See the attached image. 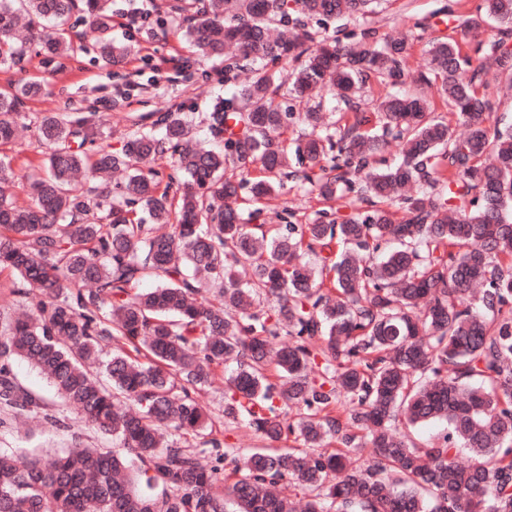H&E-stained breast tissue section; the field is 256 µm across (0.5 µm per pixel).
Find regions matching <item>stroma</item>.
Wrapping results in <instances>:
<instances>
[{
    "mask_svg": "<svg viewBox=\"0 0 512 512\" xmlns=\"http://www.w3.org/2000/svg\"><path fill=\"white\" fill-rule=\"evenodd\" d=\"M179 0H112L117 14L139 10L144 21L134 25L114 26L115 42L129 46L131 54L117 68L101 66L92 53L81 54L77 62L64 69L45 65L34 57L23 80L42 82L47 93L27 100L23 120L27 125L10 154L15 166L38 165L45 150L36 137L35 125L47 112H82L97 114V127L113 148L119 149L135 130L141 114L174 111L185 113L196 139L206 137L201 122L204 113L213 111L224 99L237 96L239 87L224 81L223 66L210 59L192 56L188 46L175 33L187 24L186 12L177 8ZM481 0H384L380 12L364 17L344 16L328 24V31L338 32L343 44L354 41L361 27L372 26L389 38L406 40L411 46V69L425 68L428 41L455 36L464 46L472 64H479V40L489 39L494 28H486L480 37L465 33L461 22L474 14ZM363 205L359 192L344 193L342 198L326 202L316 193L297 185H287L282 193L260 207V219L279 223L286 212H293L294 223L305 224L317 211H339L347 216ZM231 363L216 367L210 387L199 402L216 420L215 435L234 448H262L265 439L239 421L226 420L225 380ZM81 440L94 448L113 447L112 439L88 431L76 412H68L65 427L47 424L38 414L15 420L13 414L0 410V453L14 448L40 447L51 452L70 447Z\"/></svg>",
    "mask_w": 512,
    "mask_h": 512,
    "instance_id": "1",
    "label": "stroma"
}]
</instances>
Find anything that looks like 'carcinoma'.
Segmentation results:
<instances>
[{
	"mask_svg": "<svg viewBox=\"0 0 512 512\" xmlns=\"http://www.w3.org/2000/svg\"><path fill=\"white\" fill-rule=\"evenodd\" d=\"M374 2L236 0L226 15L224 0H194V52L224 58L226 82L253 63L241 104L204 117L219 151L190 144L183 113L149 112L121 149L89 154L100 136L92 117L49 112L37 126L50 150L41 176L0 155V273L15 277L18 296L41 295L29 314L0 313V405L65 424L19 385V358L88 429L120 444L0 454V512H225L228 499L233 512H295L283 486L307 498L305 512H512V123L490 124L482 69L452 36L428 43L419 82L439 85L465 136L423 95L362 111L356 93L370 81L403 83L408 43L364 27L342 46L308 23L364 15ZM72 19L93 33L103 66L131 53L112 41V0H0V68L24 72L33 50L59 68L77 60L86 47ZM489 20L497 34L478 48L512 80V0H482L463 26L478 35ZM283 60L295 63L286 77ZM320 85L336 91L340 117L297 145L291 164L277 93L303 99ZM42 92L38 82L0 91L1 146ZM393 142L398 161L375 170ZM166 154L177 200L145 168ZM121 168L122 185L98 179ZM17 180L30 184L26 207L4 190ZM289 180L326 200L359 185L366 206L259 236L224 207L243 188L261 201ZM146 275L159 286L132 292ZM205 288L214 299L200 297ZM263 295L274 313L258 310ZM283 329L288 342L273 352ZM226 359L237 370L224 418L304 450L244 453L213 436L195 395ZM434 421L446 430L426 448L398 436L403 422ZM460 448L472 464L457 462Z\"/></svg>",
	"mask_w": 512,
	"mask_h": 512,
	"instance_id": "obj_1",
	"label": "carcinoma"
}]
</instances>
